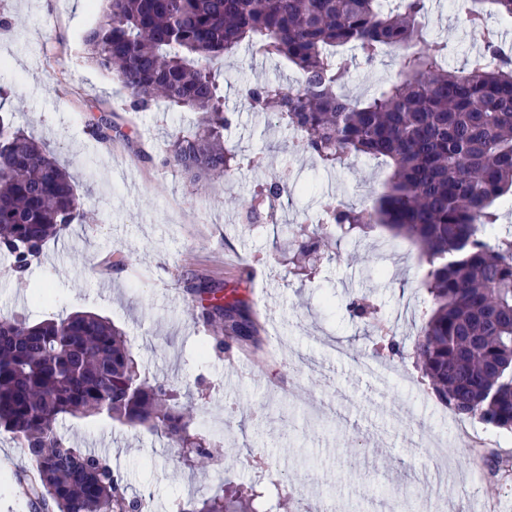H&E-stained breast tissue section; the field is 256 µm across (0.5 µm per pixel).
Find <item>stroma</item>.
<instances>
[{
  "label": "stroma",
  "mask_w": 512,
  "mask_h": 512,
  "mask_svg": "<svg viewBox=\"0 0 512 512\" xmlns=\"http://www.w3.org/2000/svg\"><path fill=\"white\" fill-rule=\"evenodd\" d=\"M427 6L432 38L448 45L449 68L464 67L475 49L458 21L462 0ZM0 16L9 21L0 28V108L54 152L86 211L82 223L46 244L25 278L0 260V319L38 322L74 311L109 319L148 381L198 404L194 430L214 456L191 465L160 434L104 415L63 418L62 436L109 458L145 512H176L229 482L262 491L271 512H309L325 498L341 512H382L388 503L395 512H512V495L462 445L469 432L512 455V432L460 419L416 365L413 342L430 305L416 247L377 229L363 239L337 238L314 279L285 272L282 250L296 224L328 199L371 203L389 173L367 157L324 170L296 149L292 130L249 108L245 93L254 84L297 85L292 66L243 46L215 63L234 115L231 144L265 161L194 191L161 160L172 135L194 128L199 113L128 107L116 76L87 59L83 37L103 17L96 0L81 10L73 0H0ZM343 53L350 61L344 90L356 98L398 70L392 52L370 63L352 48ZM103 107L113 109L117 127L108 145L93 133ZM284 170L291 192L281 198L277 223L248 220L257 184ZM188 272L237 289L276 351L202 353L208 334L187 316ZM38 289L49 291V303L34 302ZM361 296L404 346L388 359L393 379L383 386L357 366L372 353L371 329L346 306ZM411 434L426 448H406ZM30 466L19 441L0 430V512H30L13 479Z\"/></svg>",
  "instance_id": "1"
}]
</instances>
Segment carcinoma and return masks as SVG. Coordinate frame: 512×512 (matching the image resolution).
Listing matches in <instances>:
<instances>
[{"label": "carcinoma", "mask_w": 512, "mask_h": 512, "mask_svg": "<svg viewBox=\"0 0 512 512\" xmlns=\"http://www.w3.org/2000/svg\"><path fill=\"white\" fill-rule=\"evenodd\" d=\"M512 18V0H469L463 24L486 26L491 8ZM426 0H108L84 38L91 61L115 75L131 106L157 103L202 113L195 129L173 135L162 164L202 188L259 155L229 145L231 119L204 61L245 43L300 72L296 87L265 83L247 89L249 107L273 115L298 134V149L334 169L352 157L383 160L391 170L365 207L326 203L325 226L348 235L379 227L407 236L427 264L431 296L414 354L436 396L461 418L512 431V231L492 235L496 201L512 195V57L495 35L460 70L448 69V44L430 37ZM354 47L373 61L388 48L400 68L365 99L341 92L348 62L334 50ZM112 112L100 110L94 133L112 142ZM288 192L281 177L261 185L247 212ZM83 216L69 174L44 144L0 116V253L22 278L47 242ZM328 234L300 228L289 263L310 276L308 253ZM190 318L209 328L220 352L257 347L260 330L247 304L221 284L192 281ZM347 310L369 323L365 299ZM107 414L146 426L180 454L205 460L192 432L195 404L166 384L142 379L118 328L87 311L31 323L0 320V428L20 441L33 468L15 482L33 512H142L106 457L78 448L57 432L62 417ZM178 512H253L231 486Z\"/></svg>", "instance_id": "obj_1"}]
</instances>
